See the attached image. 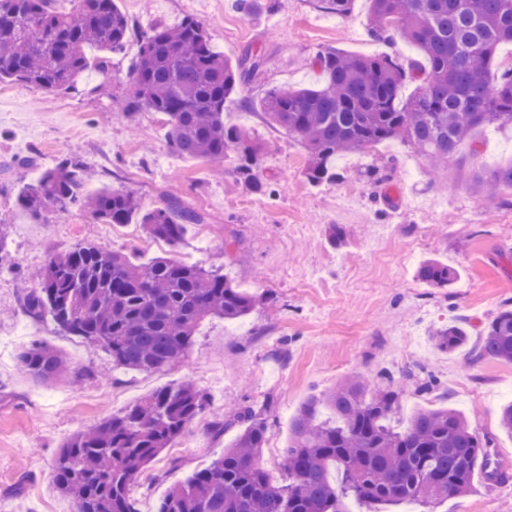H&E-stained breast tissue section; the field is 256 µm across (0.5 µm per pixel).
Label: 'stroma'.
<instances>
[{"instance_id":"stroma-1","label":"stroma","mask_w":512,"mask_h":512,"mask_svg":"<svg viewBox=\"0 0 512 512\" xmlns=\"http://www.w3.org/2000/svg\"><path fill=\"white\" fill-rule=\"evenodd\" d=\"M256 0L250 14L234 0H117L134 26L109 74L81 77L77 90L48 93L20 81L0 83V512H76L54 489V460L77 432L125 411L159 388L192 381L209 406L174 444L145 469L132 493L140 512H155L160 498L208 466L232 442L215 438L206 424L249 405L268 425L261 463L280 481L290 423L311 396L357 376L388 375L400 394L399 425L415 408L434 403L461 411L493 439L490 454L512 472V435L498 426L501 406L512 399V364L467 351L437 350L433 328L455 322L478 342L488 322L512 300V190L487 206L474 195L470 172L512 165V125L477 128L461 148L465 163L433 169L427 157L397 140L337 157L339 181L309 182L308 154L292 136L265 124L260 103L273 89L317 86L316 55L337 49L356 55H397L417 50L402 41L371 40L367 0H356L344 18L317 9L314 0ZM201 21L214 48L228 59L260 58L261 66L224 105L227 125L252 131L261 144L260 174L269 196L254 193L233 169L173 152L167 124L144 109L126 116L112 108L127 90L136 60L137 33L157 24ZM75 152L94 173L89 191L122 188L141 210L163 196L206 213L177 246L150 239L140 224L114 226L70 206L58 222L25 211L24 184ZM383 182L370 176V169ZM344 233L333 245L332 226ZM83 243L147 260L168 256L215 270L237 288L273 296L276 313L257 305L238 320L203 321L187 358L164 372L139 373L115 365L99 346L61 332L51 318L31 317L23 298L40 286L47 261ZM427 259L458 273L447 288L415 276ZM63 351L87 378L42 386L21 372L15 355L33 341ZM438 380L431 393L417 391L416 373ZM349 512H512V480L492 484L476 476L464 498L432 507L412 500L376 509L348 501Z\"/></svg>"}]
</instances>
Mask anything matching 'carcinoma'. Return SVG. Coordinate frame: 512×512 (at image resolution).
<instances>
[{"label":"carcinoma","mask_w":512,"mask_h":512,"mask_svg":"<svg viewBox=\"0 0 512 512\" xmlns=\"http://www.w3.org/2000/svg\"><path fill=\"white\" fill-rule=\"evenodd\" d=\"M62 12L57 0H0V82L22 81L48 92L75 88L89 66L86 48L110 54L130 33L116 0H80ZM354 0H316L325 12L349 15ZM368 33L380 42L400 39L417 48L422 62L404 64L392 55L361 56L325 50L316 56V88L269 93L262 113L272 127L293 135L309 153L313 184L336 182L334 160L342 153L400 140L431 159L458 154L485 124L512 123V69L493 82L496 53L512 43V0H369ZM139 57L127 74L124 111L158 112L169 127L168 146L208 164L234 163V172L263 195L260 158L252 133L224 124V103L259 65L234 64L212 46L192 17L177 26L139 32ZM418 82L401 97L404 84ZM80 161L66 156L26 184L23 206L42 217L69 206L86 209L106 224H127L138 212L124 189L85 193ZM477 197L512 190V165L473 177ZM202 213L166 198L140 214L149 238L177 245L184 228L202 224ZM417 276L446 287L458 274L436 259ZM256 298L224 275L169 257L137 263L130 256L87 243L56 255L41 274L38 293L24 307L33 317L49 314L65 333L103 346L112 362L138 372H159L186 359L198 326L207 318L236 320ZM438 349L452 352L467 341L456 324L431 332ZM476 360L512 363V310L501 311L483 330ZM33 380L54 384L91 377L72 371L60 351L33 343L16 355ZM400 396L386 383L351 378L309 398L293 417L282 466L285 479L271 480L259 459L267 443L265 421L249 406L208 431L238 432L224 453L186 482L169 490L156 512H345L353 498L365 504L415 500L422 504L461 498L477 470L504 480L491 459L492 439L469 425L458 410L423 406L402 430L390 425ZM206 396L190 381L161 389L139 404L75 434L56 459V489L71 497L76 512H139L132 488L146 466L204 413ZM336 473H331V470Z\"/></svg>","instance_id":"1"}]
</instances>
